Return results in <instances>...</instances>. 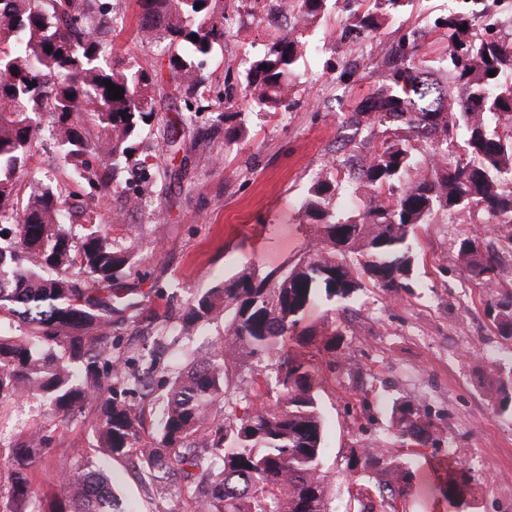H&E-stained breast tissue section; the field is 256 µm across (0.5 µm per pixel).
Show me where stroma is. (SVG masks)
Here are the masks:
<instances>
[{"instance_id":"obj_1","label":"stroma","mask_w":512,"mask_h":512,"mask_svg":"<svg viewBox=\"0 0 512 512\" xmlns=\"http://www.w3.org/2000/svg\"><path fill=\"white\" fill-rule=\"evenodd\" d=\"M465 2L414 0L370 37L350 33L348 16L357 0H330L324 16L305 32L308 51L287 111L250 113L246 138L231 146L218 115L243 108L244 61L261 52L265 37L258 29L228 37L223 51L203 64L204 112L189 116L172 79L156 87L161 119L188 123L174 160L178 183L162 179L149 186L145 211L128 209L123 192L104 191L90 200L81 185L71 184L73 233H80L81 211L90 205L110 224L113 239L137 238L136 262L153 269L164 287L163 296L144 300L145 323L181 314L195 292L245 268L292 263L313 238L314 227L301 211L309 186L333 158L365 151L351 113L382 78L371 43L388 49L412 32L418 56L440 62L448 54V38L436 22L461 11ZM105 42L112 58L147 69L165 46L161 39L141 41L131 17L122 31L106 32ZM484 224L480 216L466 222L460 213L436 212L412 242V288L396 295L366 288L346 301L340 315L324 304L309 310L305 326L320 331L334 324L344 334L335 369H322L317 387L329 512H363L369 503L383 512L379 473L358 465L373 446L419 471L450 460L470 468L472 490L462 510L415 491L397 501V512H512V416L497 409L499 373L512 366V341L499 335L487 310L494 299L512 294V247L487 235L499 272L491 288L456 260L461 232ZM223 334V319H215L179 337L168 358L183 366L205 357ZM404 399L436 417V441L420 445L392 428L391 408ZM39 428L49 441L32 483L48 501L59 494L60 476L79 451H86L91 464L100 452L92 429L45 416L41 399L0 409L6 442ZM112 471L117 498L136 503L140 512L196 508L194 484H167L157 493L146 490L124 461H113Z\"/></svg>"}]
</instances>
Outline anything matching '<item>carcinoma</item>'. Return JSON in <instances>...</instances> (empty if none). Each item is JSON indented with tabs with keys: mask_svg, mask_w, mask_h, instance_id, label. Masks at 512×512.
Returning a JSON list of instances; mask_svg holds the SVG:
<instances>
[{
	"mask_svg": "<svg viewBox=\"0 0 512 512\" xmlns=\"http://www.w3.org/2000/svg\"><path fill=\"white\" fill-rule=\"evenodd\" d=\"M326 2L277 0V8L296 15L297 25L267 39L249 61L241 81L247 111L220 114L226 144L245 136L247 113H274L288 102L305 30ZM408 2L373 0L372 7L352 14L350 26L369 35ZM135 5L139 37L152 40L164 32L167 70L198 103L190 111H204L200 68L240 32L239 17L224 9V0ZM120 20L124 14L114 0H0V407L22 397L45 399L52 416L90 425L104 455L127 459L147 484L195 480L198 512H327L314 385L317 360L336 366L343 337L334 329L317 343L300 324L322 298L348 299L369 285L387 293L411 287L409 241L438 210L481 211L493 232L512 245V181L503 180L512 174V80L503 79L512 68V41L485 38L473 15L438 22L448 33L447 79L412 51L354 108L357 125L385 134L358 169L372 188L358 214L336 218L329 209L335 183L315 181L304 203V216L315 224L309 249L291 267L266 273L254 268L194 295L180 321L182 334L222 314L224 337L206 360L177 371L157 348L138 355L114 349L112 315L135 319L147 293L162 292L154 271L131 273L136 239L109 237L88 205L84 234L76 240L65 221L68 188L20 182L45 132L70 177L90 187L116 190L134 167L138 197L156 176L168 175L167 156L138 157L160 123L154 92L163 71L103 54L100 33ZM106 80L123 89L122 98H111ZM46 114L51 122L45 131ZM460 114L466 117L461 157L406 178L417 166L407 142L425 137L427 159L445 157ZM89 154L108 165L112 184L89 166ZM457 261L483 283L494 281L496 258L484 247L483 234L459 237ZM493 310L500 336L512 339V295L499 298ZM290 342L313 344L315 352H293ZM247 365L254 367L252 389L262 402L239 414L229 373ZM168 378L158 437L143 445L142 401L156 380ZM500 391V411L512 413V367L500 379ZM392 419L402 437L425 444L437 435V424L411 401L394 403ZM47 441L38 430L12 445L10 498L23 512H136L117 505L107 465L93 468L81 455L63 475L62 495L43 505L32 490L31 471ZM362 465L385 471L378 496L391 509L414 489L415 471L381 448L365 454ZM470 489L460 462L443 469L434 485L451 507Z\"/></svg>",
	"mask_w": 512,
	"mask_h": 512,
	"instance_id": "1",
	"label": "carcinoma"
}]
</instances>
